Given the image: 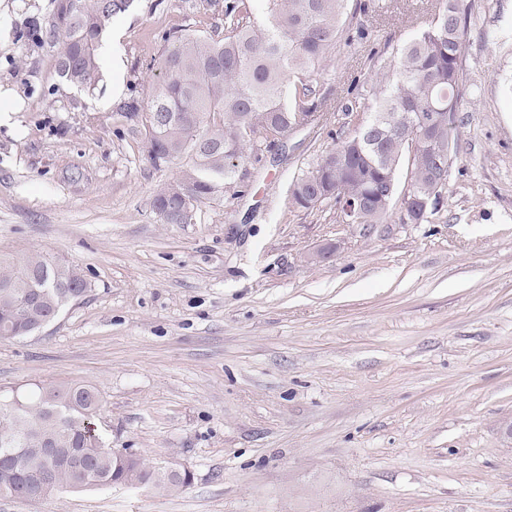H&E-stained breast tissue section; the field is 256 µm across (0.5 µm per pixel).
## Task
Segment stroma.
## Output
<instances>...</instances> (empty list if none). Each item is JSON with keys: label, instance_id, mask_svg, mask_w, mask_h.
I'll use <instances>...</instances> for the list:
<instances>
[{"label": "stroma", "instance_id": "35a3bbf8", "mask_svg": "<svg viewBox=\"0 0 512 512\" xmlns=\"http://www.w3.org/2000/svg\"><path fill=\"white\" fill-rule=\"evenodd\" d=\"M462 4L442 201L366 234L289 187L442 0H348L316 126L260 147L191 224L154 213L183 163L154 165L125 110L161 78L162 32L220 21L224 0H135L90 99L36 35L53 0H0V254L60 256L91 284L0 339V392L93 385L110 446L194 476L0 512H512V0Z\"/></svg>", "mask_w": 512, "mask_h": 512}]
</instances>
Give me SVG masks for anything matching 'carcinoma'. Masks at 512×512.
<instances>
[{
    "label": "carcinoma",
    "mask_w": 512,
    "mask_h": 512,
    "mask_svg": "<svg viewBox=\"0 0 512 512\" xmlns=\"http://www.w3.org/2000/svg\"><path fill=\"white\" fill-rule=\"evenodd\" d=\"M252 0H224L219 23L206 29L179 28L162 34L170 47L159 59L164 79L157 83L141 112L143 144L154 163L191 155L188 168L162 186L152 199L164 224H172L184 207L183 192L195 204L214 198L232 183L239 167L250 161L257 139L274 143L291 136L300 119L315 113L319 67L338 48L346 0H262L260 17ZM133 0H53L51 16L39 26L42 43L56 53L59 77L91 94L100 81L97 49L112 18ZM465 17L459 0H446L437 20L402 49L388 72H379L373 101L358 97L346 114L364 115L351 133L332 136L333 144L297 177L289 200L312 209L332 200L344 206L364 198L362 224H385L399 211L428 200L417 212L421 224L437 210L448 168L457 146V117ZM409 182L396 195L403 158ZM0 339L17 331L40 329L70 302L89 290L84 272L69 261L41 252L0 255ZM39 387L22 396L21 406L0 417V458L19 453L0 466V494L21 493L48 464L46 449H61L69 460L97 462L94 489L134 486L174 493L188 487L179 480L153 477L151 465L128 450L115 453L95 428L101 407L90 384ZM77 487L68 463L49 470L45 485L31 486L32 497L50 496Z\"/></svg>",
    "instance_id": "carcinoma-1"
}]
</instances>
